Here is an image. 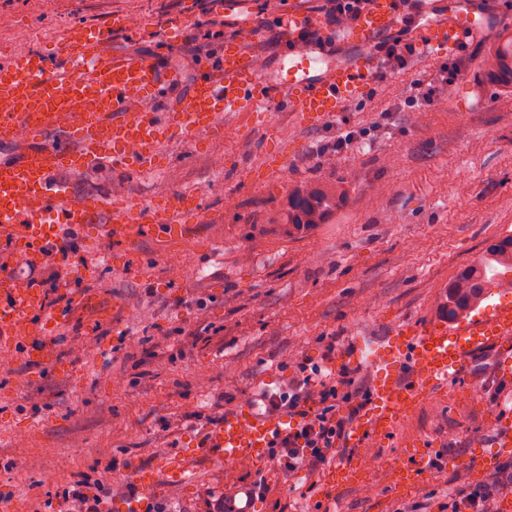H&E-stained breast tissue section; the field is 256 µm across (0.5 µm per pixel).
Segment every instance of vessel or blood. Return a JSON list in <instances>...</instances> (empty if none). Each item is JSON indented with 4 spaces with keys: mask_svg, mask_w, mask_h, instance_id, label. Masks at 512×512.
<instances>
[{
    "mask_svg": "<svg viewBox=\"0 0 512 512\" xmlns=\"http://www.w3.org/2000/svg\"><path fill=\"white\" fill-rule=\"evenodd\" d=\"M461 0H427L428 20L420 47L429 52L453 47L479 25ZM399 0H372L356 20L336 34L338 52L305 45L288 48L277 70L256 49L258 24L240 23L221 56L205 64L191 88L166 110L155 102L182 81L174 66L134 60L111 48L114 29L130 37L143 32L125 16L94 31L72 26L57 49H31L0 60V144L18 146L16 156L0 159V243L33 263L56 254L64 232L90 223L101 211L112 214V231L128 241L165 229L180 232L194 193L144 204L121 194H72L62 172L122 171L154 167L172 134L195 142L223 132L234 112H288L303 125L326 122L359 100L375 82L380 37L401 18ZM0 339L28 341L54 330L44 292L0 266ZM356 362L373 374L368 402L353 419L346 445L363 448L393 434L422 397L447 391L463 373L472 353L490 348L512 354V306H489L455 325L404 323L378 343L352 344ZM282 419L257 416L243 407L208 427L205 446L225 461L263 462ZM429 473L425 456L389 466L390 489L405 491ZM353 463L330 470L325 486L355 485Z\"/></svg>",
    "mask_w": 512,
    "mask_h": 512,
    "instance_id": "vessel-or-blood-1",
    "label": "vessel or blood"
}]
</instances>
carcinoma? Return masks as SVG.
Returning <instances> with one entry per match:
<instances>
[{"mask_svg":"<svg viewBox=\"0 0 512 512\" xmlns=\"http://www.w3.org/2000/svg\"><path fill=\"white\" fill-rule=\"evenodd\" d=\"M485 54L494 59V64L486 69L487 79L512 94V34L488 46ZM345 202V190L332 181L294 186L288 191L287 199L288 235L326 223ZM493 288L512 289V238L490 245L479 259L448 282L441 312L450 320L463 318L477 308Z\"/></svg>","mask_w":512,"mask_h":512,"instance_id":"carcinoma-1","label":"carcinoma"}]
</instances>
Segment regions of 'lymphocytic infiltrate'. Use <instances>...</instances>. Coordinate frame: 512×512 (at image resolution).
<instances>
[{
    "label": "lymphocytic infiltrate",
    "mask_w": 512,
    "mask_h": 512,
    "mask_svg": "<svg viewBox=\"0 0 512 512\" xmlns=\"http://www.w3.org/2000/svg\"><path fill=\"white\" fill-rule=\"evenodd\" d=\"M356 371L342 367L338 379L321 377L319 369L296 363L291 376L267 397L266 414L294 419L292 427L277 433L270 444L269 461L285 474L298 471L314 476L336 455L349 426L366 404L369 392L357 383ZM95 493L79 489L63 498V512H102L108 498H134L139 489L128 480L96 481Z\"/></svg>",
    "instance_id": "f902f5d3"
}]
</instances>
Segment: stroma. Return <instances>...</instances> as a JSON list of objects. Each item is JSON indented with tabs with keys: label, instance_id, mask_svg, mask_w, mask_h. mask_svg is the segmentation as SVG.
Here are the masks:
<instances>
[{
	"label": "stroma",
	"instance_id": "obj_1",
	"mask_svg": "<svg viewBox=\"0 0 512 512\" xmlns=\"http://www.w3.org/2000/svg\"><path fill=\"white\" fill-rule=\"evenodd\" d=\"M249 3L272 63L288 44L278 19L303 8L319 22L326 6ZM468 6L483 18L477 35L417 55L327 123L237 112L206 144L173 135L153 171L64 176L81 196L108 194L117 182L141 201L192 189L205 219L177 242L128 245L109 232L108 212L74 231L68 261L77 271L46 294L62 320L26 345L0 344V512H61L78 482L119 481L135 468L195 457L225 397L257 407L296 362L336 371L355 339L382 338L401 322H440L449 279L512 237V95L483 78L486 46L512 30V5ZM117 15L137 17L145 31L135 39L114 31L113 50L171 61L188 78L237 31L229 6L205 18L196 0H0V53L22 45L49 52L62 29L94 30ZM454 62L458 81L431 105L406 106L414 79ZM353 130L347 149L318 156ZM215 153L223 169L212 167ZM271 155L288 160L275 176L261 168ZM323 178L343 186L345 204L329 223L289 234L279 221L289 187ZM509 400L512 361L482 352L389 439L337 454V462H361L364 485L330 492L267 461L196 460L186 483L159 477L151 495L180 512H205L206 499L262 479L269 489L252 512H397L415 502L427 512H472L470 492L499 491L512 477V456L490 476L475 458L512 428V419L494 418ZM415 453L433 464L427 479L390 490L385 467Z\"/></svg>",
	"mask_w": 512,
	"mask_h": 512
}]
</instances>
